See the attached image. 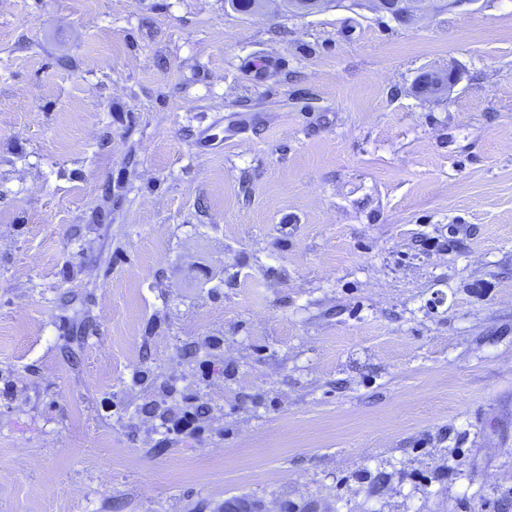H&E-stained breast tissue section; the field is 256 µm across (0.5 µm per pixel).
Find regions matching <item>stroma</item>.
<instances>
[{"label": "stroma", "instance_id": "35a3bbf8", "mask_svg": "<svg viewBox=\"0 0 512 512\" xmlns=\"http://www.w3.org/2000/svg\"><path fill=\"white\" fill-rule=\"evenodd\" d=\"M240 499L512 512V0H0V512ZM458 80L457 71L453 67H448V70L424 73L419 80L418 88L424 94H436L450 90ZM243 125L244 123L237 117L230 119L227 123V126L224 128V137L218 141L216 135L211 133V125H208L200 130L197 147L202 149V151H210L222 148L224 145V140L231 139L236 134L240 133V131L244 128Z\"/></svg>", "mask_w": 512, "mask_h": 512}]
</instances>
